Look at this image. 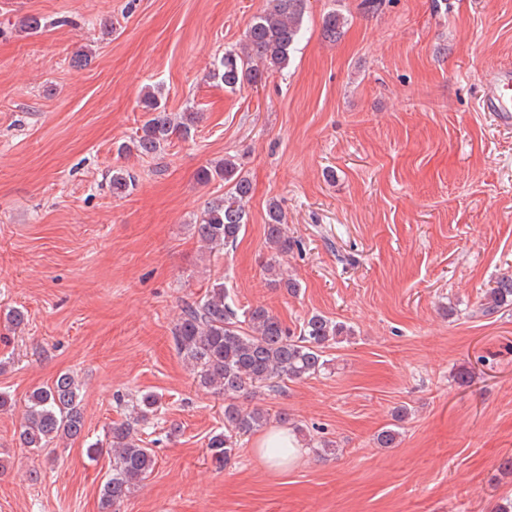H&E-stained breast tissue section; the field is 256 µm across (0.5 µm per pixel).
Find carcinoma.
<instances>
[{"label":"carcinoma","instance_id":"1","mask_svg":"<svg viewBox=\"0 0 512 512\" xmlns=\"http://www.w3.org/2000/svg\"><path fill=\"white\" fill-rule=\"evenodd\" d=\"M308 0H266L265 8L245 28L239 47L224 53L208 78L235 91L256 84L283 70L303 36L302 20ZM346 21L336 12L325 16L322 33L326 40L340 38ZM45 28L38 15L22 17L13 31L20 37L37 35ZM141 134L121 152L138 156H159L173 139L192 136L199 122L197 112L172 113L162 104L161 90L146 91L139 100ZM241 164L234 157L203 166L197 173L202 184L221 180L230 185L222 196L211 199L195 224L199 238L214 251L233 247L248 220L246 203L249 181L240 175ZM112 193L122 196L136 186L134 173L125 167L112 171ZM266 241L272 250L267 271L277 273L279 257L288 253L295 241L288 236L283 215L269 204ZM512 305V275H503L486 293L477 310L491 316ZM178 354L190 366L196 382L224 396V430L212 434L207 451L216 468L226 466L234 455L237 439L267 428L269 411L261 406L244 409L236 396L253 388L273 391L279 382L301 380L326 371V349L351 334L345 324L315 313L303 321L295 334L263 305L237 316L226 303L224 282L217 279L204 295L183 301L181 313L171 330ZM81 385L65 372L51 384L33 390L27 399L18 440L21 448L41 451L59 441L75 440L84 433ZM158 409V398L144 393L132 405V421L114 424L106 445L112 455V473L100 488L101 512H120V506L135 487L152 473L156 458L142 445L134 424L146 422Z\"/></svg>","mask_w":512,"mask_h":512}]
</instances>
